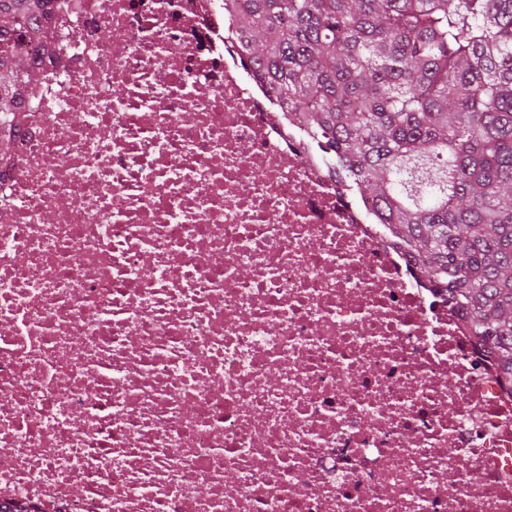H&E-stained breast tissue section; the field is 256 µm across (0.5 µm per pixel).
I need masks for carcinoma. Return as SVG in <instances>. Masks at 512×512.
I'll list each match as a JSON object with an SVG mask.
<instances>
[{
    "label": "carcinoma",
    "mask_w": 512,
    "mask_h": 512,
    "mask_svg": "<svg viewBox=\"0 0 512 512\" xmlns=\"http://www.w3.org/2000/svg\"><path fill=\"white\" fill-rule=\"evenodd\" d=\"M51 0H0V155ZM244 65L512 378V0H224Z\"/></svg>",
    "instance_id": "1"
}]
</instances>
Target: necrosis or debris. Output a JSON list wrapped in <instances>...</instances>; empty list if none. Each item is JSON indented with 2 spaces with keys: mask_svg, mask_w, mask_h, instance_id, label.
<instances>
[{
  "mask_svg": "<svg viewBox=\"0 0 512 512\" xmlns=\"http://www.w3.org/2000/svg\"><path fill=\"white\" fill-rule=\"evenodd\" d=\"M43 33L0 159V503L512 512V379L223 0H52Z\"/></svg>",
  "mask_w": 512,
  "mask_h": 512,
  "instance_id": "obj_1",
  "label": "necrosis or debris"
}]
</instances>
